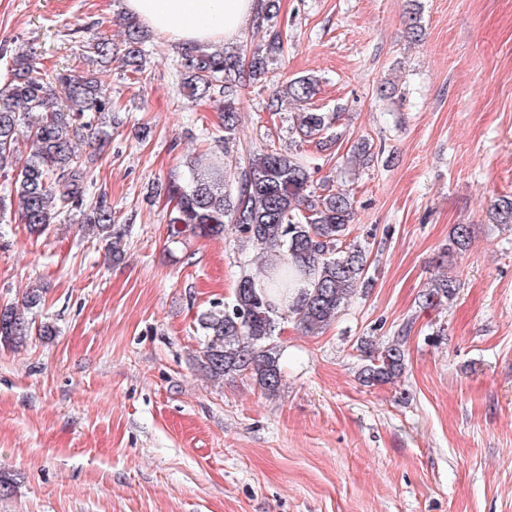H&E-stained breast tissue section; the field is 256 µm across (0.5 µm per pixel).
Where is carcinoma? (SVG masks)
I'll return each mask as SVG.
<instances>
[{
	"label": "carcinoma",
	"mask_w": 512,
	"mask_h": 512,
	"mask_svg": "<svg viewBox=\"0 0 512 512\" xmlns=\"http://www.w3.org/2000/svg\"><path fill=\"white\" fill-rule=\"evenodd\" d=\"M407 26L411 37L422 36L421 8L409 0ZM277 0H261L253 28L268 36L266 48L247 52L244 44L208 51L183 50L181 66L186 99L210 100L224 113V143H230L239 126V92L244 77L272 87L266 109L279 112L283 103L296 106L289 133L291 147L270 144L242 167L227 162L193 164L188 176L170 177L160 186L177 204L167 212L168 240L177 243L188 235L222 236L231 230L263 257L275 262L261 275H243L231 303H215L198 316L202 342L195 355L199 368L211 379L244 377L262 391L275 394L283 386L279 352L274 344L279 319L292 317L307 333H319L332 323L345 304L368 287V257L364 249L346 244L357 201L348 189H319L314 185L318 167L304 154V145L320 147L338 114L313 107L320 81L303 75L280 84L272 80V65L283 52L284 39L277 29ZM124 48H114L108 35L94 32L90 49L98 58L112 60L121 53L122 68L143 72L144 30L132 16H122ZM63 91L73 109L57 106ZM112 114V99L93 76L67 69L54 80L43 78L39 62L25 52L13 57L11 81L0 87V173L11 176L13 198L20 220L31 234L43 232L64 212L82 210V228L107 241L112 257L121 258L125 230L115 224L112 204L100 197L83 210L95 158L108 144V132L100 130L82 152L83 132ZM27 140L34 150L23 155L19 143ZM372 145L362 142L347 156L348 166L373 160ZM493 220L512 224V197L492 205ZM470 226L458 224L448 239L447 255L467 250ZM458 280L443 273L430 280L423 291L425 306L432 307L456 297ZM42 291L31 288L22 307H0V345L17 350L33 332L48 338L56 327L50 322L34 325L28 314L40 307ZM408 336L402 333L382 347L363 345L367 364L360 379L367 385L394 382L406 366Z\"/></svg>",
	"instance_id": "carcinoma-1"
}]
</instances>
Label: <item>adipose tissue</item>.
I'll return each instance as SVG.
<instances>
[{
	"label": "adipose tissue",
	"instance_id": "ef3b65f1",
	"mask_svg": "<svg viewBox=\"0 0 512 512\" xmlns=\"http://www.w3.org/2000/svg\"><path fill=\"white\" fill-rule=\"evenodd\" d=\"M131 15L186 46L236 38L257 0H124Z\"/></svg>",
	"mask_w": 512,
	"mask_h": 512
}]
</instances>
